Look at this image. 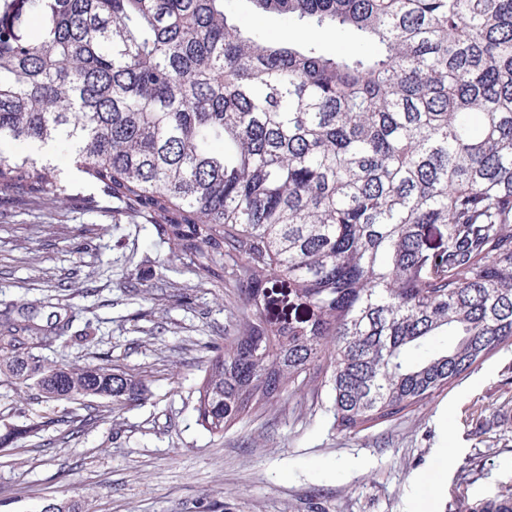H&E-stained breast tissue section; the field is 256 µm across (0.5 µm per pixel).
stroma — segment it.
Here are the masks:
<instances>
[{"mask_svg": "<svg viewBox=\"0 0 512 512\" xmlns=\"http://www.w3.org/2000/svg\"><path fill=\"white\" fill-rule=\"evenodd\" d=\"M248 33L302 39V25L251 0H225ZM64 199L0 193V309L71 341L46 364L145 379L153 395L123 410L23 397L0 374V434L44 424L0 447V512H478L512 491V345L430 402L357 434L333 427L312 395L275 403L215 437L196 423L195 388L224 345L227 296L144 220L112 204L56 152ZM86 341H79V334Z\"/></svg>", "mask_w": 512, "mask_h": 512, "instance_id": "stroma-1", "label": "stroma"}]
</instances>
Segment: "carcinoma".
Wrapping results in <instances>:
<instances>
[{"instance_id":"carcinoma-1","label":"carcinoma","mask_w":512,"mask_h":512,"mask_svg":"<svg viewBox=\"0 0 512 512\" xmlns=\"http://www.w3.org/2000/svg\"><path fill=\"white\" fill-rule=\"evenodd\" d=\"M251 2L306 37L249 35L224 0H0V145L65 148L199 275L233 261L204 430L311 392L360 432L512 343V0ZM328 30L350 48L321 53ZM0 190L67 187L0 149ZM70 328L4 314L0 371L40 403L150 399L34 353Z\"/></svg>"}]
</instances>
